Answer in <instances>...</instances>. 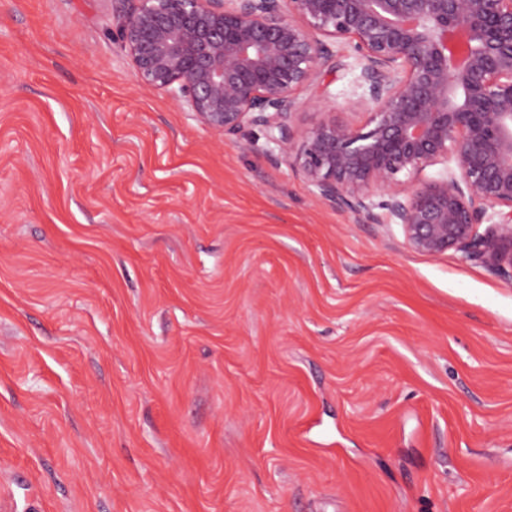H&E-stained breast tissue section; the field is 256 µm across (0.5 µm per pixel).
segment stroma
<instances>
[{
  "mask_svg": "<svg viewBox=\"0 0 512 512\" xmlns=\"http://www.w3.org/2000/svg\"><path fill=\"white\" fill-rule=\"evenodd\" d=\"M127 7L0 0V512H512V283L142 88Z\"/></svg>",
  "mask_w": 512,
  "mask_h": 512,
  "instance_id": "35a3bbf8",
  "label": "stroma"
}]
</instances>
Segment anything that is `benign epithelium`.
Wrapping results in <instances>:
<instances>
[{"mask_svg": "<svg viewBox=\"0 0 512 512\" xmlns=\"http://www.w3.org/2000/svg\"><path fill=\"white\" fill-rule=\"evenodd\" d=\"M115 24L142 87L261 128L316 202L512 280V0H134ZM329 40L359 60L361 125L297 121Z\"/></svg>", "mask_w": 512, "mask_h": 512, "instance_id": "7a95c632", "label": "benign epithelium"}]
</instances>
